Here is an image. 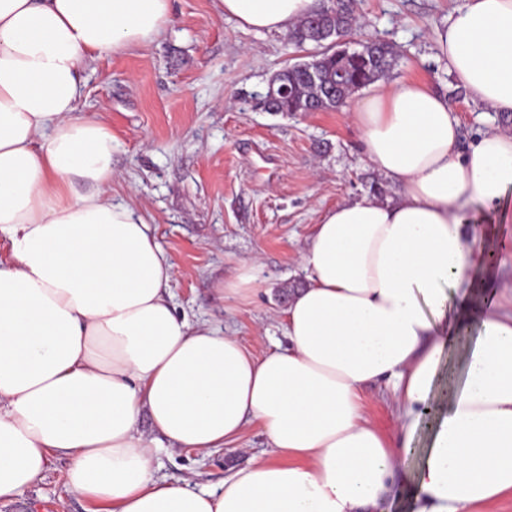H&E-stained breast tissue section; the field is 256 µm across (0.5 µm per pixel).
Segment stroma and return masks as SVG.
I'll return each mask as SVG.
<instances>
[{"mask_svg":"<svg viewBox=\"0 0 512 512\" xmlns=\"http://www.w3.org/2000/svg\"><path fill=\"white\" fill-rule=\"evenodd\" d=\"M462 0H357L360 39L394 45L400 59L390 81L432 74L435 87L474 134L479 109L436 57V31ZM173 20L146 49L97 59L83 70L81 110L111 129L112 196L156 226L174 267L172 301L192 323L234 331L255 355L284 339L282 289L301 287V265L323 212L383 182L361 151L350 114H273L255 99L270 77L306 52L285 35L256 33L224 17L219 0H172ZM254 264L256 295L220 300L217 289ZM140 429L153 450L157 479L200 491H221L229 469L266 446L249 427L236 447L184 450ZM68 461L48 470L22 495L0 500V512H94L69 491Z\"/></svg>","mask_w":512,"mask_h":512,"instance_id":"obj_1","label":"stroma"}]
</instances>
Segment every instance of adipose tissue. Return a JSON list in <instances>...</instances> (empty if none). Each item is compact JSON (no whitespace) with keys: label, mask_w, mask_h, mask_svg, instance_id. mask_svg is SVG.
<instances>
[{"label":"adipose tissue","mask_w":512,"mask_h":512,"mask_svg":"<svg viewBox=\"0 0 512 512\" xmlns=\"http://www.w3.org/2000/svg\"><path fill=\"white\" fill-rule=\"evenodd\" d=\"M220 3L258 33L320 7ZM171 21V0H0V500L54 454L99 512H381L398 494L410 512H478L512 496V307L474 298L493 281L489 226L512 223V133L466 140L429 77L371 84L352 118L399 197L324 211L282 310L288 345L257 356L176 313L154 225L112 198V131L78 110L89 61ZM437 50L472 103L512 114V0H463ZM370 386L397 413L393 435L366 415ZM144 414L193 450L256 424L269 452L218 493L161 481Z\"/></svg>","instance_id":"1"}]
</instances>
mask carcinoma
Here are the masks:
<instances>
[{"label":"carcinoma","instance_id":"1","mask_svg":"<svg viewBox=\"0 0 512 512\" xmlns=\"http://www.w3.org/2000/svg\"><path fill=\"white\" fill-rule=\"evenodd\" d=\"M359 27L354 0H327L301 20L287 40L299 50L313 46L312 60L274 74L258 94L259 104L286 115L337 110L355 92L389 74L399 58L392 44L371 38L359 50L340 48L339 41L355 35Z\"/></svg>","mask_w":512,"mask_h":512}]
</instances>
